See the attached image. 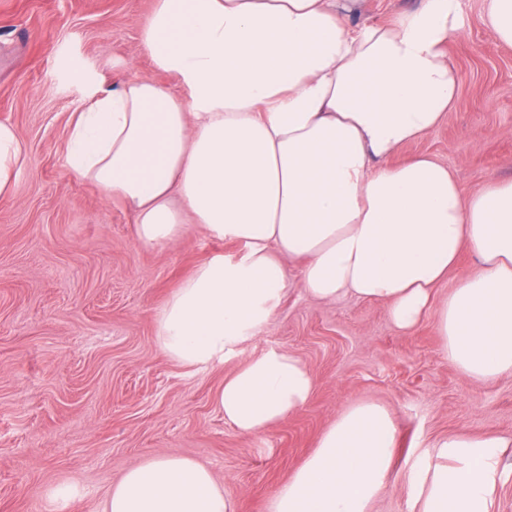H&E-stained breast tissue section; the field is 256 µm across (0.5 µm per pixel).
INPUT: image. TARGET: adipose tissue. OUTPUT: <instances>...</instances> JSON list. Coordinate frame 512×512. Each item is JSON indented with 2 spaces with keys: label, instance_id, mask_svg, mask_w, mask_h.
<instances>
[{
  "label": "adipose tissue",
  "instance_id": "adipose-tissue-1",
  "mask_svg": "<svg viewBox=\"0 0 512 512\" xmlns=\"http://www.w3.org/2000/svg\"><path fill=\"white\" fill-rule=\"evenodd\" d=\"M363 3L155 0L141 44L176 88L131 80L72 114L71 174L121 200L140 243L195 224L238 247L201 264L158 316V344L181 366L238 358L296 286L324 303H384L403 334L433 317L458 371L476 382L512 375V179L465 192L434 157L393 161L456 106L445 47L463 32L462 0L354 23ZM366 77L373 106L355 92ZM466 252L475 264L460 275ZM314 387L299 357L272 347L240 360L213 402L240 435L259 437ZM396 434L386 406L345 407L267 512H370L389 487ZM506 446L494 434L436 440L434 462L413 468L409 512H492ZM101 512L232 504L206 467L161 455L126 471Z\"/></svg>",
  "mask_w": 512,
  "mask_h": 512
}]
</instances>
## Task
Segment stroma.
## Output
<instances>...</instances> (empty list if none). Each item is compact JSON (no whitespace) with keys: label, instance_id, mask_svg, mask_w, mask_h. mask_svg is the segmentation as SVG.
<instances>
[{"label":"stroma","instance_id":"stroma-1","mask_svg":"<svg viewBox=\"0 0 512 512\" xmlns=\"http://www.w3.org/2000/svg\"><path fill=\"white\" fill-rule=\"evenodd\" d=\"M155 0H0V123L21 156L0 199V512H54L55 485L76 484L68 512H100L112 483L157 455L207 466L233 512H266L279 487L347 405L388 407L397 448L373 512H407L412 467L455 433L512 436V377L472 381L446 359L432 319L408 335L379 302L312 301L292 289L273 325L242 349L296 354L315 379L308 404L265 436H241L212 402L229 360L203 369L167 357L156 321L183 280L237 247L188 225L172 243L138 242L134 217L73 177L71 113L92 92L135 79L175 87L140 30ZM465 0V30L448 43L461 78L447 121L396 155L438 157L469 191L512 178V49Z\"/></svg>","mask_w":512,"mask_h":512}]
</instances>
